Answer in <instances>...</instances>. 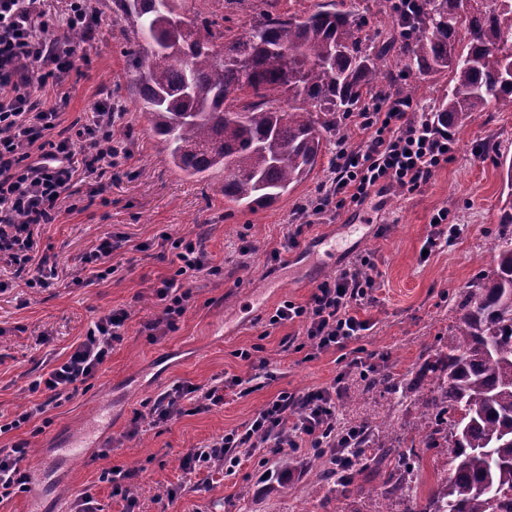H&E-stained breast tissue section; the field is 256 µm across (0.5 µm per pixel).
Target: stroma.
Here are the masks:
<instances>
[{
	"label": "stroma",
	"instance_id": "stroma-1",
	"mask_svg": "<svg viewBox=\"0 0 512 512\" xmlns=\"http://www.w3.org/2000/svg\"><path fill=\"white\" fill-rule=\"evenodd\" d=\"M99 22L91 40L79 45L87 65L61 81L70 99L71 115L87 111L99 97L124 106L131 156L112 171L100 202L86 203L85 186H77V208L59 222L41 226L40 247L54 256L60 282L52 288L17 287L0 293V412L19 410L27 378L64 358L83 337L90 322L106 309L130 313L123 340L90 386L62 407L52 410L50 423L38 436L21 429L0 437V448L29 439L23 466L41 465V449L75 433L99 409L112 411V426L86 457L52 466V480L40 497L22 493L0 502V512H69L76 493L96 488L106 512H123L124 501L109 485L99 483L101 469L135 471V512H387L382 477L368 478L360 494L346 495L335 483L322 481L324 456L307 449H286L287 471L266 472L270 451L242 454L235 479L209 470L194 486L182 487V464L192 448L249 422L280 392L294 396L330 384L347 371L345 389L336 402L341 422L367 421L371 431L391 426L404 432L416 427L419 389L403 398L369 389V376L348 370L362 357L377 371L413 378L426 359L435 357L475 278L496 267L491 242L512 216L508 190L498 161L512 156V110L488 107L473 124L452 133L453 151L427 184L414 192L386 186L361 206L342 209L333 220L300 227L296 209L314 197L333 177L338 138L351 145L360 140L350 130L327 137L326 147L311 176L271 207L255 213L225 201L221 178L189 179L169 167L161 145L136 104V74L122 52L129 23L113 0H98ZM447 72L409 76L392 84L388 95L407 90L411 110L428 112L448 90ZM447 209L448 221L464 231L447 250L421 257L432 216ZM299 233L298 247L284 249L289 234ZM110 233L129 240L113 263L121 270L112 280L73 287L74 270L97 239ZM202 237L222 271L199 275L194 298L175 332L150 341L142 325L156 310L154 286L174 273L158 243L162 235ZM334 235L341 246L324 258L322 241ZM282 259L270 261L273 249ZM370 257L376 280L371 302L359 308L371 328L345 349L309 355L304 349L305 326L295 321L272 326L268 318L290 300L306 304L318 284L333 278L356 259ZM250 351L243 359L242 351ZM267 363L274 381L247 394L227 392L222 407L175 417L157 427L128 436L135 412L144 410L173 384L203 385L212 377H249ZM107 457H100V450ZM176 498H169L170 490Z\"/></svg>",
	"mask_w": 512,
	"mask_h": 512
}]
</instances>
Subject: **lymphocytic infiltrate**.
<instances>
[{"label": "lymphocytic infiltrate", "instance_id": "lymphocytic-infiltrate-1", "mask_svg": "<svg viewBox=\"0 0 512 512\" xmlns=\"http://www.w3.org/2000/svg\"><path fill=\"white\" fill-rule=\"evenodd\" d=\"M86 3L0 0V267L12 269L29 288L51 287L58 277L56 265L37 253L38 228L56 223L77 184L86 185L88 197L99 196L111 181L113 168L130 154L128 138L120 133L124 114L111 99L96 100L89 112L74 120L66 118L69 99L58 86L79 56L64 32L88 25ZM409 108L407 100L382 98L350 113L348 120L363 141L355 148L338 142L330 186L299 206V215L331 218L346 205H360L376 188L396 186L412 192L425 185L447 162L452 140L428 118H412ZM124 243V236L111 234L82 257L89 281L116 275L112 255ZM161 246L170 251L176 270L159 280L157 310L143 326L154 341L177 330L189 308L192 291L186 274L220 271L200 239L165 234ZM372 267L364 258L343 268L335 278L319 284L307 304L284 301L270 316V324L304 322L307 344L317 352L345 347L369 328L357 309L375 286L369 274ZM128 318L124 309L101 311L66 358L30 376L29 401L22 411L0 419V435L45 419L51 409L85 390L111 357L114 344L122 341ZM344 380L340 374L330 385L308 392L300 414L290 410L293 396L279 394L242 428L192 449L183 464L185 482H192L217 460L224 463L225 479L235 478L240 449L254 447L259 437L269 448L337 447L344 438L336 417ZM242 384V378L235 376L216 377L204 385H173L147 414L132 419L127 433L139 434L147 422L156 426L178 415L210 411L223 404L225 390ZM28 448L25 439L0 448V502L29 491L30 477L21 466Z\"/></svg>", "mask_w": 512, "mask_h": 512}]
</instances>
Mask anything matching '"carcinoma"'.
Masks as SVG:
<instances>
[{"instance_id": "cac0c4a2", "label": "carcinoma", "mask_w": 512, "mask_h": 512, "mask_svg": "<svg viewBox=\"0 0 512 512\" xmlns=\"http://www.w3.org/2000/svg\"><path fill=\"white\" fill-rule=\"evenodd\" d=\"M134 19L124 54L138 73L139 96L166 162L189 178L224 173V200L255 211L277 201L314 169L323 134L364 97L386 94L388 48L358 36L349 0H323L304 16L269 11L242 33L224 26L215 0L206 16L182 0H117ZM460 0H412L397 11L401 72L446 70L448 92L433 120L443 130L472 122L489 106L512 108V0H500L491 25L459 12ZM465 47H459L460 41ZM497 270L459 303L442 352L430 364L423 432L448 458L431 503L436 512H512V234L492 242ZM370 386L405 393L380 374ZM398 439L382 430L377 446L355 451L336 478L341 492L367 471L389 474L387 494L416 512L413 480L401 469Z\"/></svg>"}]
</instances>
